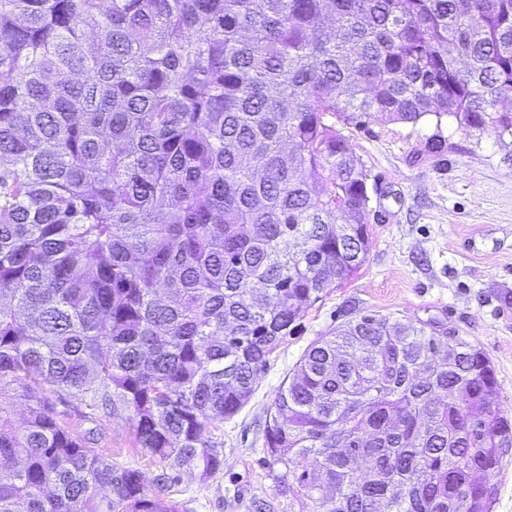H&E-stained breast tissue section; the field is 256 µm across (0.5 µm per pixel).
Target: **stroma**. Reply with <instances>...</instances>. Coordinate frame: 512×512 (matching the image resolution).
<instances>
[{
    "label": "stroma",
    "instance_id": "obj_1",
    "mask_svg": "<svg viewBox=\"0 0 512 512\" xmlns=\"http://www.w3.org/2000/svg\"><path fill=\"white\" fill-rule=\"evenodd\" d=\"M345 135L369 174L366 259L325 290L269 355L249 402L213 431L224 465L204 481L181 475L172 495L180 512H314L267 454L266 421L307 348L364 315L440 329L482 349L496 371L499 407L512 418V140L450 117L405 124L380 114ZM435 138L446 143L438 157L426 152ZM78 405L59 403L55 412L82 433L93 425ZM93 427L96 452L141 471L153 491L161 468L136 449L127 413Z\"/></svg>",
    "mask_w": 512,
    "mask_h": 512
}]
</instances>
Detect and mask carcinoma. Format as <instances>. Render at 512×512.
<instances>
[{
	"label": "carcinoma",
	"mask_w": 512,
	"mask_h": 512,
	"mask_svg": "<svg viewBox=\"0 0 512 512\" xmlns=\"http://www.w3.org/2000/svg\"><path fill=\"white\" fill-rule=\"evenodd\" d=\"M512 0H0V512H179L182 472L367 254L344 128L512 136ZM27 398L21 424L9 405ZM123 411L141 473L62 426ZM479 348L365 315L265 447L317 512H490L512 422ZM53 402L55 404V412L58 421L70 428L75 433L82 434L87 429L95 427V424L84 420V418L81 416V414L77 411L78 409H83L84 411H88L84 409V406L80 404V402L74 398L69 399V403L67 405H64L62 403H59L58 401H55V398L52 397Z\"/></svg>",
	"instance_id": "carcinoma-1"
}]
</instances>
